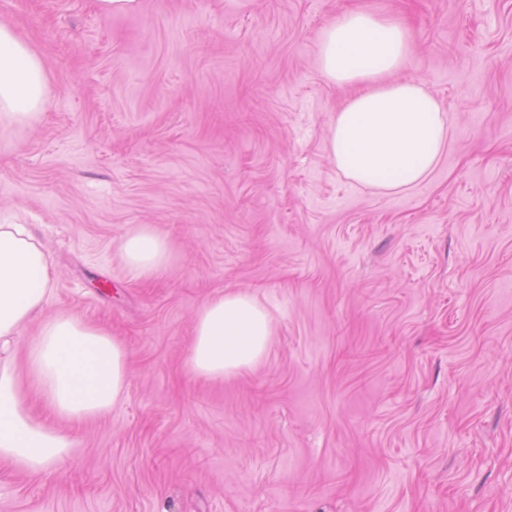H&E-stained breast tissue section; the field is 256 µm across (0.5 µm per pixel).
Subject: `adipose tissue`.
Listing matches in <instances>:
<instances>
[{
	"label": "adipose tissue",
	"instance_id": "adipose-tissue-1",
	"mask_svg": "<svg viewBox=\"0 0 512 512\" xmlns=\"http://www.w3.org/2000/svg\"><path fill=\"white\" fill-rule=\"evenodd\" d=\"M410 51L401 23L364 9L341 13L317 43L323 79L355 89L329 124V158L347 178L385 192L426 178L448 142V116L437 99L420 82L393 78ZM50 92L41 55L0 23V131L36 124ZM118 253L143 279L172 261L168 238L148 224L131 227ZM54 281L52 257L27 225L0 218V460L33 476L64 461L73 439L31 413L30 395L41 397L58 420L73 423L111 410L127 389V352L110 332L73 312L44 317ZM33 321L36 334L22 337ZM271 334L254 295L210 297L195 319L188 369L212 380L236 375L264 356Z\"/></svg>",
	"mask_w": 512,
	"mask_h": 512
}]
</instances>
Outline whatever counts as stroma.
<instances>
[{
    "label": "stroma",
    "instance_id": "obj_1",
    "mask_svg": "<svg viewBox=\"0 0 512 512\" xmlns=\"http://www.w3.org/2000/svg\"><path fill=\"white\" fill-rule=\"evenodd\" d=\"M403 22L449 118L435 169L347 179L317 67L346 9ZM53 94L0 134V212L56 273L46 314L127 350L123 399L61 466L0 461V512H512V0H0ZM167 236L136 278L117 245ZM247 292L273 336L253 368L190 374L194 320ZM118 253L126 267L143 279L155 277L172 261L170 241L150 224L131 227L122 237Z\"/></svg>",
    "mask_w": 512,
    "mask_h": 512
}]
</instances>
